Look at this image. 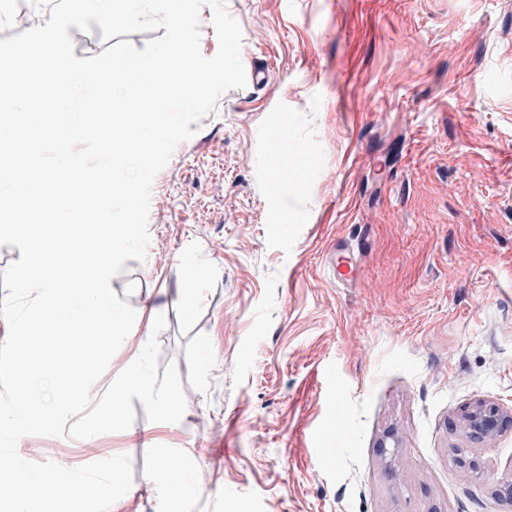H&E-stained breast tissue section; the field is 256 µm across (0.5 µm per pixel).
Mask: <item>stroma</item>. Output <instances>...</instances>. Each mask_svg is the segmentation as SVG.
<instances>
[{
	"label": "stroma",
	"mask_w": 512,
	"mask_h": 512,
	"mask_svg": "<svg viewBox=\"0 0 512 512\" xmlns=\"http://www.w3.org/2000/svg\"><path fill=\"white\" fill-rule=\"evenodd\" d=\"M225 6L262 79L194 123L154 180L145 260L111 280L164 315L184 416L151 422L136 399L125 431L19 454L129 455L110 512H503L512 430L480 442L456 421L512 409V0ZM150 335L134 325L93 395ZM168 454L180 499L145 487Z\"/></svg>",
	"instance_id": "1"
}]
</instances>
